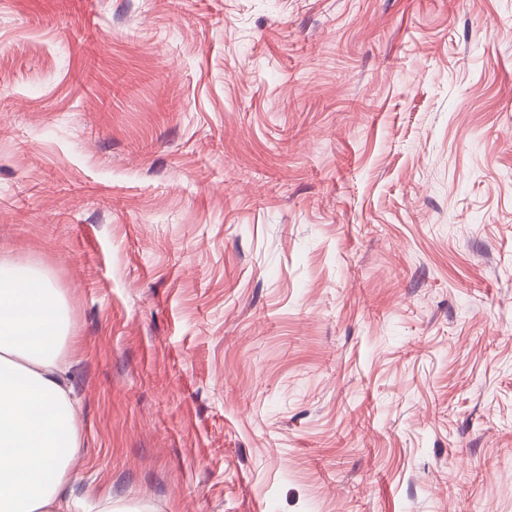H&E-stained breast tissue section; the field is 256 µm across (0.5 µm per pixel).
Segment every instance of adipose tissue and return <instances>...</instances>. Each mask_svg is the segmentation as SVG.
Returning a JSON list of instances; mask_svg holds the SVG:
<instances>
[{
	"mask_svg": "<svg viewBox=\"0 0 512 512\" xmlns=\"http://www.w3.org/2000/svg\"><path fill=\"white\" fill-rule=\"evenodd\" d=\"M68 304L47 272L0 261V512H74L82 450L63 354Z\"/></svg>",
	"mask_w": 512,
	"mask_h": 512,
	"instance_id": "adipose-tissue-1",
	"label": "adipose tissue"
}]
</instances>
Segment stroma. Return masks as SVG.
I'll return each mask as SVG.
<instances>
[{
    "label": "stroma",
    "mask_w": 512,
    "mask_h": 512,
    "mask_svg": "<svg viewBox=\"0 0 512 512\" xmlns=\"http://www.w3.org/2000/svg\"><path fill=\"white\" fill-rule=\"evenodd\" d=\"M0 259L77 498L512 512V0H0Z\"/></svg>",
    "instance_id": "obj_1"
}]
</instances>
